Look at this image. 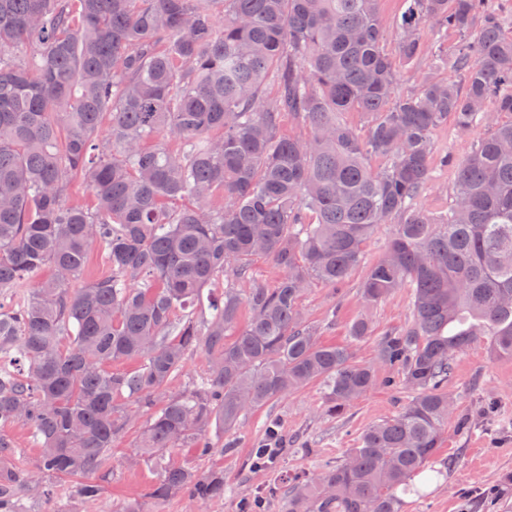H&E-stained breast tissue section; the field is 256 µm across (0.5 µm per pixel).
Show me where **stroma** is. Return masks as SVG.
<instances>
[{
    "instance_id": "obj_1",
    "label": "stroma",
    "mask_w": 512,
    "mask_h": 512,
    "mask_svg": "<svg viewBox=\"0 0 512 512\" xmlns=\"http://www.w3.org/2000/svg\"><path fill=\"white\" fill-rule=\"evenodd\" d=\"M489 132L483 124L461 135L453 124L443 125L433 134L435 151L460 161ZM363 275V270H356L334 288L311 282L301 306L307 320L322 327V340L328 344L345 343L349 323L368 315L372 332L357 345L355 358L370 363L380 340L409 323L413 306L410 291L404 289L365 309L360 298ZM378 379V385L340 417L325 414L324 391L311 383L247 416L236 432L233 451L217 447L205 457L176 451L175 459L190 460L199 469L223 468L226 493L218 503L202 504L184 493L159 506L147 499L145 493L155 476L135 461L138 428L129 426L112 443V475L103 496L87 504V512H116L133 499L141 502L145 512H239L240 500L260 492L268 496L265 512H288L294 474L344 459L369 425L401 409L406 392L399 369L379 366ZM448 394L454 407L439 458L451 466L421 484L419 492L404 495L401 512H512V360L492 358L484 342L473 343L455 357ZM270 418L277 419L287 446L277 469L256 471L248 460Z\"/></svg>"
}]
</instances>
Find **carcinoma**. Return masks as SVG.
I'll return each mask as SVG.
<instances>
[{
	"mask_svg": "<svg viewBox=\"0 0 512 512\" xmlns=\"http://www.w3.org/2000/svg\"><path fill=\"white\" fill-rule=\"evenodd\" d=\"M381 2L0 0V294L30 286L0 307V512H19L25 494L49 498L60 477L78 479L76 503L96 501L112 438L143 415L147 496L222 501L224 471L176 462L172 449L207 455L310 383L338 417L375 388L381 364L400 369L408 401L343 461L305 473L288 512H399L442 448L455 353L482 340L512 359V15L487 0H404L390 52ZM22 44L31 53L19 57ZM423 61L457 79L397 92ZM490 103L509 120H490ZM351 111L364 131L344 121ZM286 114L303 134L283 131ZM448 122L492 130L456 164L453 204L436 215L421 195L432 134ZM76 177L92 206L68 201ZM390 222L383 256L366 262L367 240ZM96 249L109 271L71 287ZM260 256L283 277L243 294L236 281ZM360 268L366 306L401 289L413 299L411 322L373 363L354 360L367 318L346 343L324 344L301 308L312 281L334 288ZM221 279L211 312L197 310ZM198 350L207 370L172 389ZM131 358L137 369H112ZM14 427L40 448L31 469L14 462Z\"/></svg>",
	"mask_w": 512,
	"mask_h": 512,
	"instance_id": "cac0c4a2",
	"label": "carcinoma"
}]
</instances>
